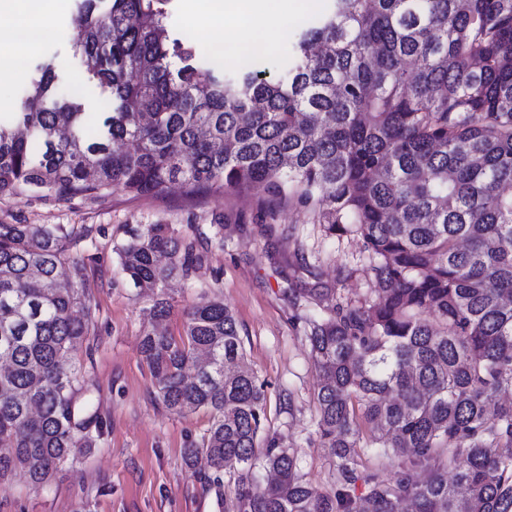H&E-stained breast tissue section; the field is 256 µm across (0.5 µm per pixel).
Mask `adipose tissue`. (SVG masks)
<instances>
[{
	"label": "adipose tissue",
	"mask_w": 512,
	"mask_h": 512,
	"mask_svg": "<svg viewBox=\"0 0 512 512\" xmlns=\"http://www.w3.org/2000/svg\"><path fill=\"white\" fill-rule=\"evenodd\" d=\"M199 25L212 32L214 46H232L238 59L271 49L283 36V13L299 14L304 0H187Z\"/></svg>",
	"instance_id": "adipose-tissue-1"
}]
</instances>
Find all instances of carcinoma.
Here are the masks:
<instances>
[{
    "label": "carcinoma",
    "instance_id": "carcinoma-1",
    "mask_svg": "<svg viewBox=\"0 0 512 512\" xmlns=\"http://www.w3.org/2000/svg\"><path fill=\"white\" fill-rule=\"evenodd\" d=\"M166 3L81 0L73 48L112 105L91 123L43 66L0 123V196L262 185L359 237L373 297L309 319L315 434L336 490L315 493L297 451L262 438L265 384L219 299L195 301L179 337L142 340L165 407L211 414L185 463L236 468L237 512H512V403H499L512 390V0H329L275 82L255 56L228 69L173 38ZM91 234L0 222V480L39 488L101 436L71 357L92 323ZM116 254L156 321L171 312L166 281L201 258L171 224L141 225ZM364 455L398 457L394 477H359Z\"/></svg>",
    "mask_w": 512,
    "mask_h": 512
}]
</instances>
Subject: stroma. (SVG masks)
Wrapping results in <instances>:
<instances>
[{"instance_id":"obj_1","label":"stroma","mask_w":512,"mask_h":512,"mask_svg":"<svg viewBox=\"0 0 512 512\" xmlns=\"http://www.w3.org/2000/svg\"><path fill=\"white\" fill-rule=\"evenodd\" d=\"M78 5L62 0L50 17L53 37L20 51L22 72L0 66V113L16 111L43 63L60 78L58 95L77 89L86 105L98 103L100 88L87 80L85 60L71 49ZM17 220L93 228L81 251L94 320L73 357L84 368L103 429L95 448L77 453L42 487H29L19 474L0 482V512H73L81 501L91 512H233V470L217 477L206 464L183 461L184 449L199 444L208 429L209 413L166 409L141 353L153 299L130 288L115 254L140 224L174 225L196 239L202 255L188 277L166 284L167 333L182 332L183 312L193 301L222 299L267 385L265 433L297 449L300 471L318 492L334 491L336 464L314 433L318 370L308 319L371 297L375 283L361 240L329 234L303 207L262 188L196 196L178 188L138 198L114 193L96 201L34 192L0 197V222ZM216 224L224 233L220 250L206 243Z\"/></svg>"}]
</instances>
